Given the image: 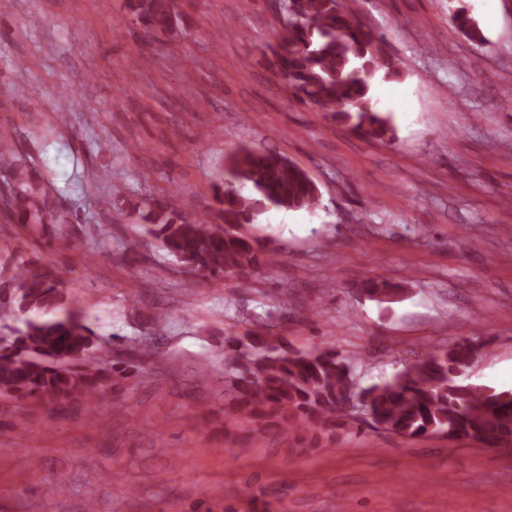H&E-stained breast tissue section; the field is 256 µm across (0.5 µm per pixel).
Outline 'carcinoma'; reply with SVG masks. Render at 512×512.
Here are the masks:
<instances>
[{"instance_id": "carcinoma-1", "label": "carcinoma", "mask_w": 512, "mask_h": 512, "mask_svg": "<svg viewBox=\"0 0 512 512\" xmlns=\"http://www.w3.org/2000/svg\"><path fill=\"white\" fill-rule=\"evenodd\" d=\"M281 32L269 46V63L287 80L291 94L315 112H327L369 138L393 132L390 117L377 111L370 91L380 78L400 71L344 0H285ZM146 31L164 34L183 21L178 0H126ZM469 40L485 42L478 24L463 12L451 17ZM224 184L215 200L224 226L188 216L173 203L141 212L160 247L195 272L213 279L246 281L271 264L273 252L257 244L243 225L270 208L313 210L317 184L284 156L246 146L228 155ZM19 197L31 205L19 212L26 224L53 221L41 204L40 187L26 178ZM357 290L371 298L393 297L394 284L368 278ZM0 399L22 404L82 406L94 413L129 378L125 369L94 354L92 329L73 310L57 271L38 260L0 289ZM472 356L464 339L391 377L362 389L372 429L404 437L427 433L475 442L487 448L512 444V392L460 380ZM224 414L252 422L260 433L277 431L300 443L331 438L350 419L354 389L351 363L331 349H294L279 336L248 329L224 337Z\"/></svg>"}]
</instances>
